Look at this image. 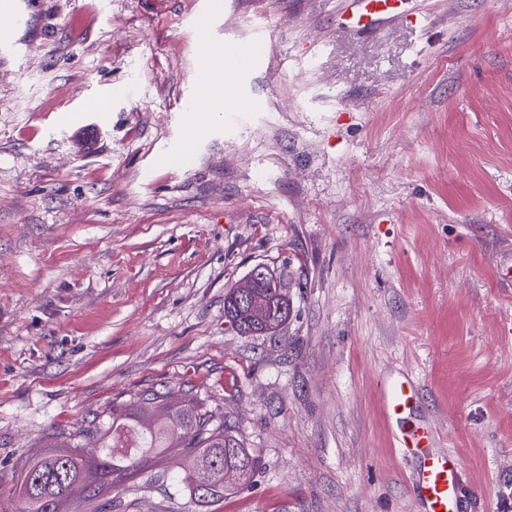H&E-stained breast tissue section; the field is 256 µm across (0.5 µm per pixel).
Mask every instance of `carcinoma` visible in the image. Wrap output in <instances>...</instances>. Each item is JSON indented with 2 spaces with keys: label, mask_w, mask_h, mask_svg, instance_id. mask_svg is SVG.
<instances>
[{
  "label": "carcinoma",
  "mask_w": 512,
  "mask_h": 512,
  "mask_svg": "<svg viewBox=\"0 0 512 512\" xmlns=\"http://www.w3.org/2000/svg\"><path fill=\"white\" fill-rule=\"evenodd\" d=\"M224 316L236 321L245 335H274L287 323L231 292L224 297ZM173 450L189 459L184 480L199 506L247 488L258 467L232 426L214 420L190 400L169 408L161 394L147 390L137 394L136 411L112 414L101 447L53 448L30 458L14 477L10 500L18 512H65L73 498L96 499L114 480L136 475L149 458ZM227 467L239 472L235 486L224 483Z\"/></svg>",
  "instance_id": "1"
}]
</instances>
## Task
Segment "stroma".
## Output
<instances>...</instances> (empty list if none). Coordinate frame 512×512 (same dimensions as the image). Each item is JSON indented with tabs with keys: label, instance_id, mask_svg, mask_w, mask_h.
<instances>
[{
	"label": "stroma",
	"instance_id": "stroma-1",
	"mask_svg": "<svg viewBox=\"0 0 512 512\" xmlns=\"http://www.w3.org/2000/svg\"><path fill=\"white\" fill-rule=\"evenodd\" d=\"M355 8L10 0L0 490L152 389L229 420L251 486L199 508L173 452L68 512H418L415 425L462 458L467 512H512V0H402L359 35ZM215 51L239 104L190 141ZM259 264L292 312L241 336L224 294ZM415 395V384L411 381H399L387 390L386 406L394 413L401 411L410 404Z\"/></svg>",
	"mask_w": 512,
	"mask_h": 512
}]
</instances>
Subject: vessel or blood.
<instances>
[{
  "mask_svg": "<svg viewBox=\"0 0 512 512\" xmlns=\"http://www.w3.org/2000/svg\"><path fill=\"white\" fill-rule=\"evenodd\" d=\"M362 4L361 12L346 18V29L362 33L375 28L387 15L394 13L397 0H362ZM414 395L413 382H396L387 390L386 406L389 411H401L407 408ZM401 443L421 459L413 487L425 512H462L465 473L460 457L436 448L434 437L415 432L404 435Z\"/></svg>",
  "mask_w": 512,
  "mask_h": 512,
  "instance_id": "vessel-or-blood-1",
  "label": "vessel or blood"
}]
</instances>
